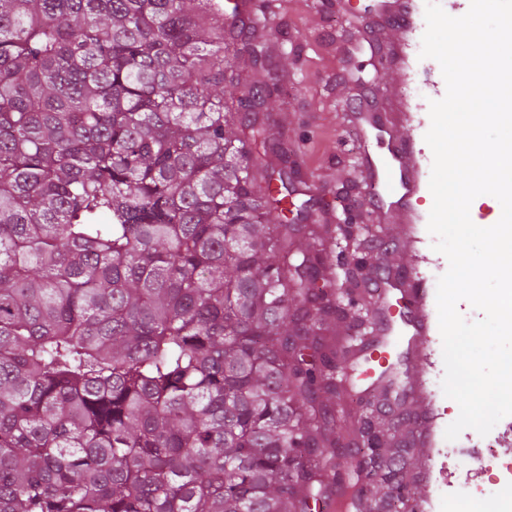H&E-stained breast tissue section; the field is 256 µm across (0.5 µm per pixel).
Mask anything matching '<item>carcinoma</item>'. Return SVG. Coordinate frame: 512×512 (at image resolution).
<instances>
[{
	"label": "carcinoma",
	"mask_w": 512,
	"mask_h": 512,
	"mask_svg": "<svg viewBox=\"0 0 512 512\" xmlns=\"http://www.w3.org/2000/svg\"><path fill=\"white\" fill-rule=\"evenodd\" d=\"M271 23L215 0H0V512H308L329 470L360 512H405L381 403L333 408L376 329L362 215L295 201Z\"/></svg>",
	"instance_id": "cac0c4a2"
}]
</instances>
